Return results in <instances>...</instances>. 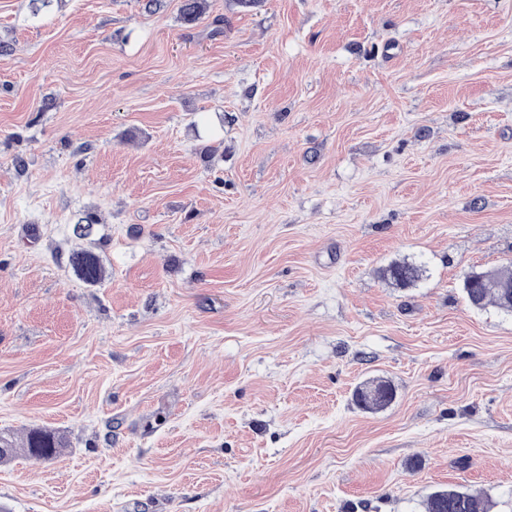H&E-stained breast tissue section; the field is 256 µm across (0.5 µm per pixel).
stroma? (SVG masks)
Wrapping results in <instances>:
<instances>
[{
  "instance_id": "stroma-1",
  "label": "stroma",
  "mask_w": 512,
  "mask_h": 512,
  "mask_svg": "<svg viewBox=\"0 0 512 512\" xmlns=\"http://www.w3.org/2000/svg\"><path fill=\"white\" fill-rule=\"evenodd\" d=\"M181 4L0 0V505L512 512V0ZM72 264L77 275L88 285L95 286L104 278V269L99 257L89 249L74 252ZM489 274L494 280L512 285V274L504 273L496 269L474 271L464 282L463 291L468 304L478 310L492 305L500 310H505L503 294L498 288H482L477 280L479 275ZM471 282V284H470ZM472 284L474 286H472ZM361 385L363 387L368 385V387L365 389L357 387L354 393V402L362 410L370 412L380 411L388 407L392 400L395 399V388L389 381L371 379ZM386 395L387 397L385 398ZM23 445L24 451L31 458L32 448H41L44 457L53 458L57 453V448H63L64 443L54 432L46 430H32L27 434ZM491 508L488 497L460 486L437 490L425 503V512H490Z\"/></svg>"
}]
</instances>
